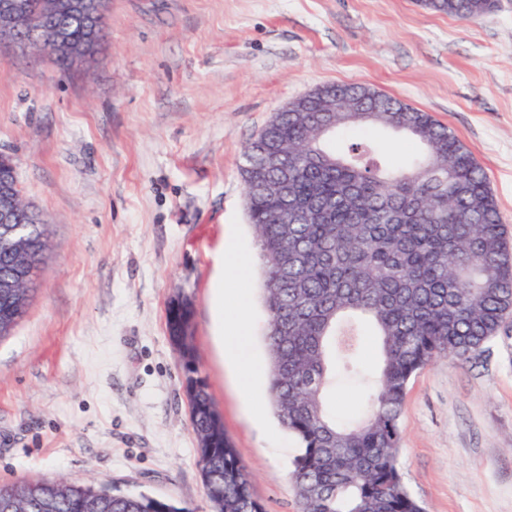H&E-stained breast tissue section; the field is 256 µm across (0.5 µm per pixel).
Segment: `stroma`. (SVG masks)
Instances as JSON below:
<instances>
[{
    "label": "stroma",
    "mask_w": 512,
    "mask_h": 512,
    "mask_svg": "<svg viewBox=\"0 0 512 512\" xmlns=\"http://www.w3.org/2000/svg\"><path fill=\"white\" fill-rule=\"evenodd\" d=\"M328 83L393 95L447 125L512 235V0L469 22L417 0H110L98 51L61 72L0 44V152L49 226L26 315L0 343V486L112 484L212 512L167 328L193 344L264 512H300L297 441L268 392L267 314L240 165L275 113ZM250 263L245 396L223 346L228 243ZM404 481L426 512H512V325L409 383Z\"/></svg>",
    "instance_id": "1"
}]
</instances>
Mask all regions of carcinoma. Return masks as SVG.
<instances>
[{
	"instance_id": "1",
	"label": "carcinoma",
	"mask_w": 512,
	"mask_h": 512,
	"mask_svg": "<svg viewBox=\"0 0 512 512\" xmlns=\"http://www.w3.org/2000/svg\"><path fill=\"white\" fill-rule=\"evenodd\" d=\"M58 19L84 57L94 55L106 18L72 14L56 0ZM429 11L477 20L499 0H420ZM376 91L333 84L336 106L370 104ZM365 116L323 111L278 112L250 142L241 167L255 231L268 314L269 394L284 428L300 444L290 472L301 512H424L399 466L400 417L411 379L436 360L466 363L482 353L512 317V244L486 173L447 126L429 113L382 94ZM403 135L420 148L395 166L369 141L346 142L347 128ZM288 175V200L264 183ZM0 192L20 195L12 158L0 154ZM22 235L0 249V278L18 282L0 297V341L27 313L33 281L48 247L46 224L20 203ZM374 329L380 357L373 370L359 357L363 324ZM170 339L194 374L189 397L201 476L213 512H263L250 479L197 377L193 327L167 319ZM368 392L370 410L341 422L328 398L336 373ZM37 495L14 512H184L167 501L48 478L26 479Z\"/></svg>"
}]
</instances>
